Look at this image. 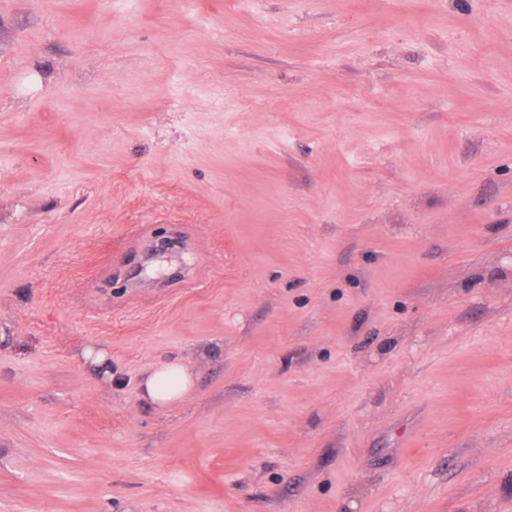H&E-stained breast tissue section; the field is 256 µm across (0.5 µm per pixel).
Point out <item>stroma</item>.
I'll use <instances>...</instances> for the list:
<instances>
[{
  "label": "stroma",
  "mask_w": 512,
  "mask_h": 512,
  "mask_svg": "<svg viewBox=\"0 0 512 512\" xmlns=\"http://www.w3.org/2000/svg\"><path fill=\"white\" fill-rule=\"evenodd\" d=\"M0 512H512V0H0ZM183 249V243L172 233L154 236V242L142 251L137 262L130 261L125 265L126 269L112 276L109 287L112 288L120 280L124 284L130 281L150 285L153 281L147 279L150 278L149 267L153 263L170 261L174 257L181 256ZM193 385L192 372L176 359L147 371L141 382L142 396L152 405L166 408L181 401Z\"/></svg>",
  "instance_id": "35a3bbf8"
}]
</instances>
